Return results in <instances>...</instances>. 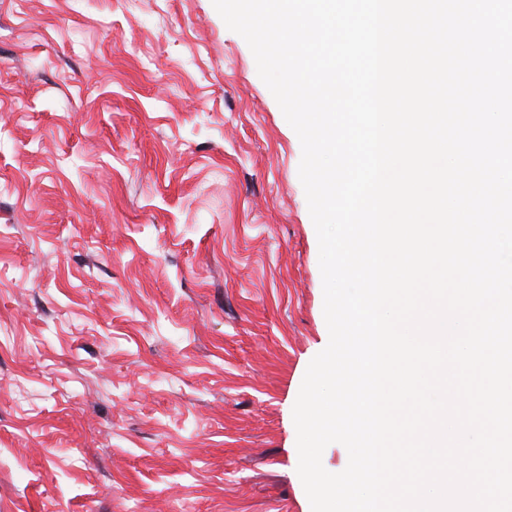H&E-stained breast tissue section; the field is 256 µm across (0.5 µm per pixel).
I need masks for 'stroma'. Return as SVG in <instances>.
<instances>
[{"label": "stroma", "instance_id": "obj_1", "mask_svg": "<svg viewBox=\"0 0 512 512\" xmlns=\"http://www.w3.org/2000/svg\"><path fill=\"white\" fill-rule=\"evenodd\" d=\"M301 156L212 0H0V512H311Z\"/></svg>", "mask_w": 512, "mask_h": 512}]
</instances>
